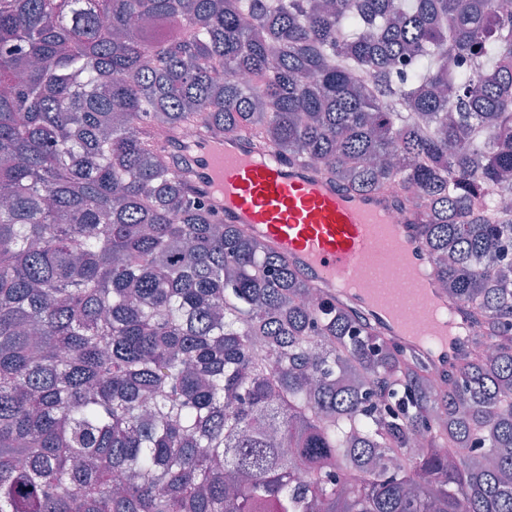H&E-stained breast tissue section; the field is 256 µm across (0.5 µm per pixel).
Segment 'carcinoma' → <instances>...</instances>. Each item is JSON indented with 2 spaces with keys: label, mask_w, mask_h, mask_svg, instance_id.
Segmentation results:
<instances>
[{
  "label": "carcinoma",
  "mask_w": 512,
  "mask_h": 512,
  "mask_svg": "<svg viewBox=\"0 0 512 512\" xmlns=\"http://www.w3.org/2000/svg\"><path fill=\"white\" fill-rule=\"evenodd\" d=\"M188 127L393 188L471 331L439 385L206 205ZM495 193L497 0H0V512H512Z\"/></svg>",
  "instance_id": "obj_1"
}]
</instances>
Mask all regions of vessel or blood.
<instances>
[{
  "instance_id": "1",
  "label": "vessel or blood",
  "mask_w": 512,
  "mask_h": 512,
  "mask_svg": "<svg viewBox=\"0 0 512 512\" xmlns=\"http://www.w3.org/2000/svg\"><path fill=\"white\" fill-rule=\"evenodd\" d=\"M176 156L225 223L266 240L312 286L348 301L435 368L458 356L462 325L436 287L411 225L391 220L389 195L347 192L246 138H203Z\"/></svg>"
}]
</instances>
